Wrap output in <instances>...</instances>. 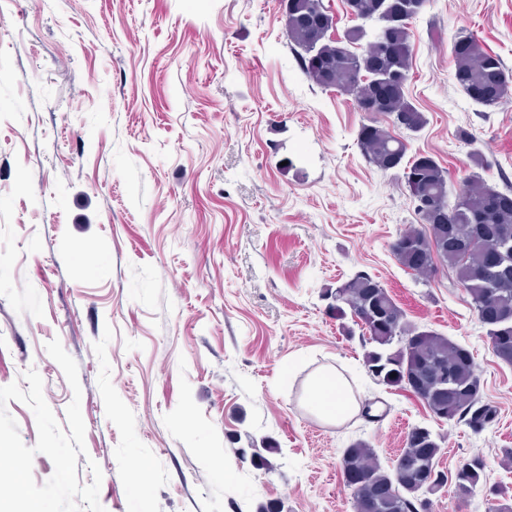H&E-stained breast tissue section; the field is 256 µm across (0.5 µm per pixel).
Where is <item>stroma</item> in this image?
<instances>
[{
  "mask_svg": "<svg viewBox=\"0 0 512 512\" xmlns=\"http://www.w3.org/2000/svg\"><path fill=\"white\" fill-rule=\"evenodd\" d=\"M284 14V0H0V450L46 512H355L344 448L366 441L389 469L415 426L448 474L487 461L470 501L446 488L432 512L512 497V365L446 266L393 256L421 223L403 172L368 162L369 113L307 79ZM410 32L406 94L427 119L410 152L455 189L512 185V98L473 103L451 56L471 33L512 73V0H428ZM360 270L410 325L471 351L496 426L472 434L368 376L326 297ZM327 367L379 421L308 412Z\"/></svg>",
  "mask_w": 512,
  "mask_h": 512,
  "instance_id": "1",
  "label": "stroma"
}]
</instances>
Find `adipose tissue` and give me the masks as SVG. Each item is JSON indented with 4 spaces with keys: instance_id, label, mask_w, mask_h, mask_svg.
Masks as SVG:
<instances>
[{
    "instance_id": "ef3b65f1",
    "label": "adipose tissue",
    "mask_w": 512,
    "mask_h": 512,
    "mask_svg": "<svg viewBox=\"0 0 512 512\" xmlns=\"http://www.w3.org/2000/svg\"><path fill=\"white\" fill-rule=\"evenodd\" d=\"M306 402L311 413L321 421L339 424L357 408V403L341 374L327 369L308 381Z\"/></svg>"
}]
</instances>
